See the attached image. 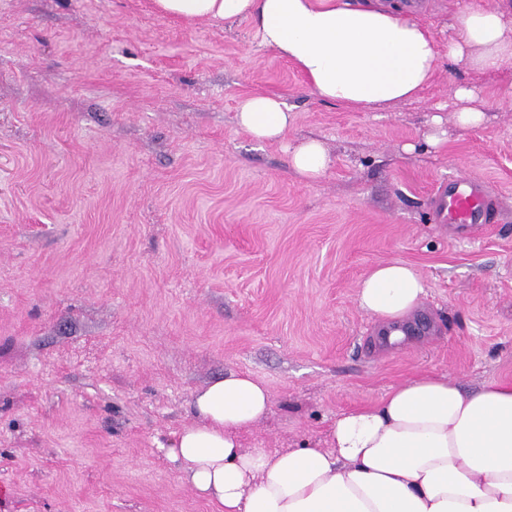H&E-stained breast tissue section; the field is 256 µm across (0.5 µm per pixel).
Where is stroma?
<instances>
[{
  "label": "stroma",
  "instance_id": "1",
  "mask_svg": "<svg viewBox=\"0 0 512 512\" xmlns=\"http://www.w3.org/2000/svg\"><path fill=\"white\" fill-rule=\"evenodd\" d=\"M512 0H421L454 17ZM485 123L453 122L455 85ZM295 119L259 144L238 102ZM442 141L430 145L433 117ZM322 140L308 183L287 144ZM485 182L501 216L465 238L431 196ZM428 289L386 348L356 302L376 263ZM230 372L268 387L248 448H325L341 413L412 378L512 379V61H441L384 111L321 101L252 21L188 24L152 0H0V512H217L164 454L194 392ZM238 126L257 142L280 140L294 120L293 112L282 97L254 93L239 101L236 112Z\"/></svg>",
  "mask_w": 512,
  "mask_h": 512
}]
</instances>
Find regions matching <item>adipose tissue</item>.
<instances>
[{
    "mask_svg": "<svg viewBox=\"0 0 512 512\" xmlns=\"http://www.w3.org/2000/svg\"><path fill=\"white\" fill-rule=\"evenodd\" d=\"M187 23L249 20L262 44L291 62L322 101L383 110L416 98L441 58L481 72L512 61V19L498 8L455 16L447 46L393 6L363 0H152ZM238 126L257 142L280 140L294 120L282 97L254 93L237 106ZM289 167L321 179L331 158L321 141L288 145ZM426 295L411 264L374 265L359 307L394 344ZM270 404L252 374L232 373L197 391L194 421L166 455L218 512H512V381L476 390L445 376H421L376 404L339 415L327 448H247L243 437Z\"/></svg>",
    "mask_w": 512,
    "mask_h": 512,
    "instance_id": "1",
    "label": "adipose tissue"
}]
</instances>
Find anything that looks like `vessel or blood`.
<instances>
[{"mask_svg": "<svg viewBox=\"0 0 512 512\" xmlns=\"http://www.w3.org/2000/svg\"><path fill=\"white\" fill-rule=\"evenodd\" d=\"M435 202L442 223L457 232L473 224H491L496 219V200L484 184L466 176L441 184Z\"/></svg>", "mask_w": 512, "mask_h": 512, "instance_id": "obj_1", "label": "vessel or blood"}]
</instances>
